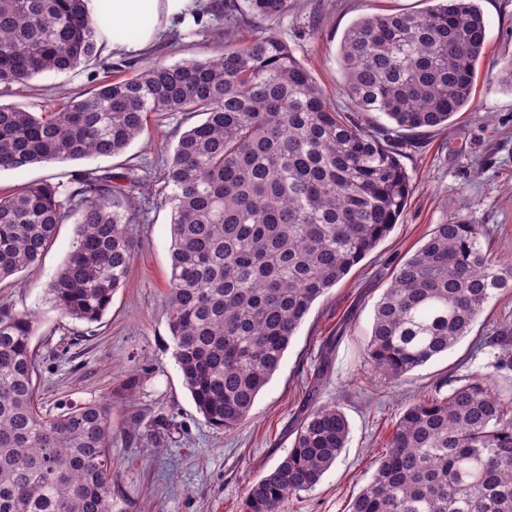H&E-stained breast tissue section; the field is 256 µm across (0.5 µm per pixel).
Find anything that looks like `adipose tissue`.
I'll list each match as a JSON object with an SVG mask.
<instances>
[{
  "label": "adipose tissue",
  "instance_id": "obj_1",
  "mask_svg": "<svg viewBox=\"0 0 512 512\" xmlns=\"http://www.w3.org/2000/svg\"><path fill=\"white\" fill-rule=\"evenodd\" d=\"M86 10L117 53L144 51L173 18L197 12L201 0H85Z\"/></svg>",
  "mask_w": 512,
  "mask_h": 512
}]
</instances>
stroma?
<instances>
[{"instance_id": "1", "label": "stroma", "mask_w": 512, "mask_h": 512, "mask_svg": "<svg viewBox=\"0 0 512 512\" xmlns=\"http://www.w3.org/2000/svg\"><path fill=\"white\" fill-rule=\"evenodd\" d=\"M487 48L477 68L470 105L447 124L411 135L401 162L410 179L407 206L390 233L335 287L319 297L291 339L279 369L236 428L217 430L197 411L172 357L165 293L170 273V207L158 181L180 135L197 118L179 112L151 115L147 131L122 154L48 162L0 171V194L35 181L67 182L98 167L149 172L136 192L140 216L131 225L135 254L124 285L101 322L71 320L46 303V289L71 253L77 216L58 225L41 261L0 283V305L38 311L34 338L38 399L58 413L72 404L109 403L112 412V493L119 512H243L247 487L287 454L307 408L339 406L350 436L335 465L285 512H349L370 481L407 405L440 383L494 374L502 337H512V288L498 293L452 350L414 369L397 384L374 373L365 350L374 309L399 262L411 256L434 225L455 218L482 224L485 245L512 263V0H477ZM429 0H290L272 28L326 88L346 106L338 53L345 29L377 12H419ZM250 17L224 34V15L205 0L192 17L172 22L145 52L101 47L67 73L46 72L28 83L0 85V104L32 112L61 107L96 87L105 73L129 78L158 62L200 59L221 46L237 47L256 32ZM336 347H329V340ZM326 379L312 384L318 373ZM137 379L128 391L129 379Z\"/></svg>"}]
</instances>
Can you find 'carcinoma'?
I'll return each mask as SVG.
<instances>
[{
	"label": "carcinoma",
	"mask_w": 512,
	"mask_h": 512,
	"mask_svg": "<svg viewBox=\"0 0 512 512\" xmlns=\"http://www.w3.org/2000/svg\"><path fill=\"white\" fill-rule=\"evenodd\" d=\"M226 20L261 23L288 0H224ZM84 0H0V84L65 73L95 55ZM486 25L476 0L418 13H373L344 33L350 106L331 102L270 28L201 60L105 79L55 112L0 104V170L112 157L152 112L202 116L163 173L171 208L167 322L172 356L205 421L231 430L279 369L313 303L375 249L402 215L409 179L399 130L448 123L472 99ZM379 112L393 122L366 124ZM134 172L75 171L0 196V283L40 261L58 224L77 239L48 286L61 315L101 321L134 255ZM481 224H437L376 304L366 354L398 382L452 349L512 265L492 260ZM38 315L0 306V512H115L109 404L59 414L35 402ZM336 405L306 411L292 447L248 487L244 512H283L346 447ZM350 512H512V401L490 376L404 410Z\"/></svg>",
	"instance_id": "carcinoma-1"
}]
</instances>
